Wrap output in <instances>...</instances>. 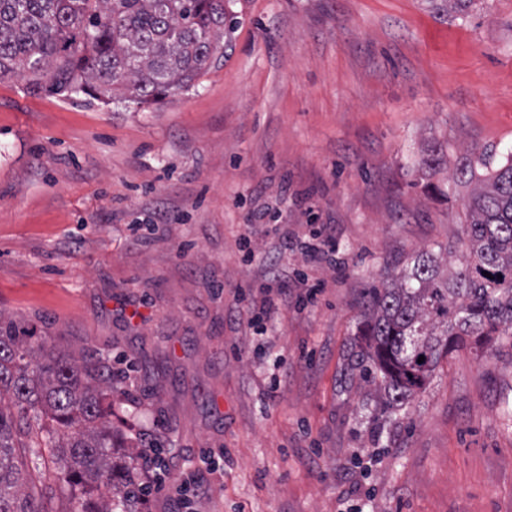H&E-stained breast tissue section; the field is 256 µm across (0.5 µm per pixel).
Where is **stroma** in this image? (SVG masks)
<instances>
[{
	"label": "stroma",
	"mask_w": 512,
	"mask_h": 512,
	"mask_svg": "<svg viewBox=\"0 0 512 512\" xmlns=\"http://www.w3.org/2000/svg\"><path fill=\"white\" fill-rule=\"evenodd\" d=\"M225 5L223 54L160 105L0 78V319L112 368L113 427L170 478L134 512H176L190 472L196 512H512V347L454 352L391 416L353 356L385 266L464 250L455 169L512 151V0ZM271 288L293 302L260 334Z\"/></svg>",
	"instance_id": "obj_1"
}]
</instances>
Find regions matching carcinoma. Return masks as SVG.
Segmentation results:
<instances>
[{"label":"carcinoma","mask_w":512,"mask_h":512,"mask_svg":"<svg viewBox=\"0 0 512 512\" xmlns=\"http://www.w3.org/2000/svg\"><path fill=\"white\" fill-rule=\"evenodd\" d=\"M234 24L224 0H0V77L63 97L155 103L189 87ZM454 179L470 188L457 268L445 272L421 250L386 269L362 303L357 357L371 363L369 383L391 410L463 345L482 353L512 338V152L498 161L485 150ZM112 384L110 369L34 344L0 320V512H52L67 487L80 491V512H125L116 498L138 495L143 460L140 450L125 467L115 460ZM14 406L33 422L21 426ZM20 448L34 468L51 461L56 487L36 486Z\"/></svg>","instance_id":"obj_1"}]
</instances>
